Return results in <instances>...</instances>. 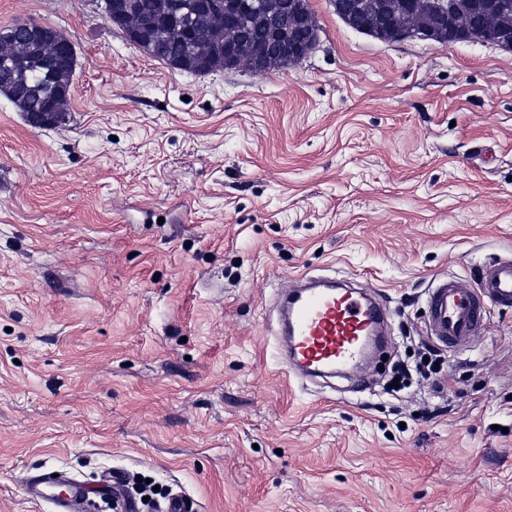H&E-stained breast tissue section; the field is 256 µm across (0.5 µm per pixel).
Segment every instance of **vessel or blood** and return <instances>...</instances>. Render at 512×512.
Returning a JSON list of instances; mask_svg holds the SVG:
<instances>
[{
    "instance_id": "obj_1",
    "label": "vessel or blood",
    "mask_w": 512,
    "mask_h": 512,
    "mask_svg": "<svg viewBox=\"0 0 512 512\" xmlns=\"http://www.w3.org/2000/svg\"><path fill=\"white\" fill-rule=\"evenodd\" d=\"M427 329L445 347L467 346L482 335L491 309L512 311V258L492 257L477 269L472 282L439 278L427 298ZM276 342L287 359L293 381L360 377L368 360L367 341L382 335L387 314L378 298L333 278H309L277 300ZM101 495L113 498L121 512H139L126 493L121 473L110 472L99 483ZM33 502H49L52 512H84L91 500L79 482L59 475L34 474L24 483Z\"/></svg>"
}]
</instances>
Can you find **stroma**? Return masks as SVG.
I'll return each instance as SVG.
<instances>
[{
  "label": "stroma",
  "instance_id": "stroma-1",
  "mask_svg": "<svg viewBox=\"0 0 512 512\" xmlns=\"http://www.w3.org/2000/svg\"><path fill=\"white\" fill-rule=\"evenodd\" d=\"M101 6L0 0L75 51L63 121L0 97V512H49L21 490L49 470L148 477L143 512H512V311L398 392L374 361L301 387L271 330L277 285L343 276L405 360L432 281L512 253V49L309 0L299 63L196 75Z\"/></svg>",
  "mask_w": 512,
  "mask_h": 512
}]
</instances>
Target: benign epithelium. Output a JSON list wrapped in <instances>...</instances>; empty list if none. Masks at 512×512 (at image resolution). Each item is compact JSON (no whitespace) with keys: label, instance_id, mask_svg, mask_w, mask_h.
Segmentation results:
<instances>
[{"label":"benign epithelium","instance_id":"7a95c632","mask_svg":"<svg viewBox=\"0 0 512 512\" xmlns=\"http://www.w3.org/2000/svg\"><path fill=\"white\" fill-rule=\"evenodd\" d=\"M336 11L345 20L357 24L364 18L381 17L383 6L377 0H360L346 10L341 2H334ZM388 14L392 19L396 39L416 37L422 40H435L446 30L466 35L468 41H481L509 48L512 46V23L508 15L496 3L491 2L476 11L470 0H395L389 4ZM243 32L228 27L224 30V50L237 66L250 68L264 74L267 69L256 56H248L243 51ZM306 53L302 46L282 42L271 56L288 63L301 61Z\"/></svg>","mask_w":512,"mask_h":512}]
</instances>
